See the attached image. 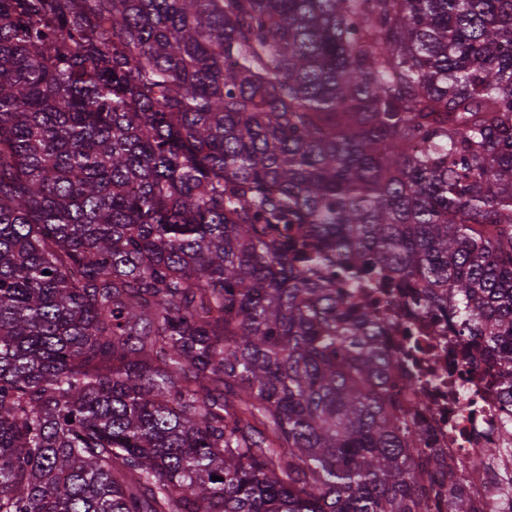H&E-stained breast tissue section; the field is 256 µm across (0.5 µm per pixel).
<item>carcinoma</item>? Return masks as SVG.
<instances>
[{
  "label": "carcinoma",
  "instance_id": "obj_1",
  "mask_svg": "<svg viewBox=\"0 0 512 512\" xmlns=\"http://www.w3.org/2000/svg\"><path fill=\"white\" fill-rule=\"evenodd\" d=\"M429 313L511 405L512 0H0V512H498Z\"/></svg>",
  "mask_w": 512,
  "mask_h": 512
}]
</instances>
